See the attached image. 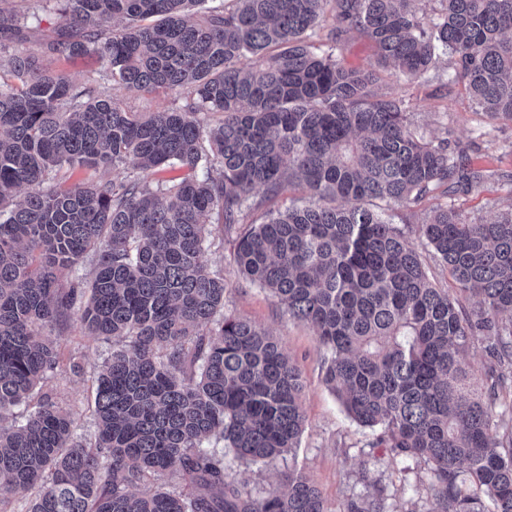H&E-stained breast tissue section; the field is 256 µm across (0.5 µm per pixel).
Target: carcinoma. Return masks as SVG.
Instances as JSON below:
<instances>
[{"label": "carcinoma", "instance_id": "carcinoma-1", "mask_svg": "<svg viewBox=\"0 0 512 512\" xmlns=\"http://www.w3.org/2000/svg\"><path fill=\"white\" fill-rule=\"evenodd\" d=\"M56 2L66 27L44 52L92 50L117 87L176 90L183 105L130 112L6 50L18 84H0V206L13 201L0 219V421L57 365L36 327L61 325L84 295L58 285V267L93 255L80 320L129 344L97 376L92 438L48 396L0 426V512L18 491L34 492L28 512H327L293 472L259 497L227 481L230 459L266 464L297 447L304 384L269 331L224 310L228 285L207 259L214 220L235 233L242 278L314 329L326 384L379 430L372 447L428 466L432 512H512V427L494 422L495 386L464 359L482 332L512 367V210L486 223L439 204L414 228L394 223L388 211L489 174L417 135L401 102L372 90L377 72L309 43L329 6L410 80L450 54L471 100L512 121V0H440L431 24L415 0ZM208 113L224 118L206 127ZM211 161L221 172L198 178ZM126 162L137 173L118 183L41 189L65 165ZM165 166L187 174L148 181ZM293 185L307 204L243 223L256 189L270 199ZM21 186L37 190L16 201ZM420 246L464 296L436 286ZM166 473L192 491L147 487ZM338 512L390 510L380 489Z\"/></svg>", "mask_w": 512, "mask_h": 512}]
</instances>
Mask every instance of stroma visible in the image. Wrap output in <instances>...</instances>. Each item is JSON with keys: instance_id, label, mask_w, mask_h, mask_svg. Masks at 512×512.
Segmentation results:
<instances>
[{"instance_id": "1", "label": "stroma", "mask_w": 512, "mask_h": 512, "mask_svg": "<svg viewBox=\"0 0 512 512\" xmlns=\"http://www.w3.org/2000/svg\"><path fill=\"white\" fill-rule=\"evenodd\" d=\"M15 3L26 16L25 45L44 69L67 76L74 85L93 84L106 94H118L125 108L134 112H159L181 105V97L170 90H115L111 74L96 55H45V40L61 24L57 4L53 0L44 7L33 0ZM314 40L321 49H333L349 66L369 71L378 68L367 38L334 20L323 22ZM382 76L380 93L403 102L418 134L449 138L452 147L467 152L475 167L489 171V179L479 189L449 195V206L471 219H496L512 204V123L490 119L476 107L463 87L454 83L450 56H442L437 67L416 81L390 69L382 71ZM208 245L209 263L223 272L228 285L226 309L268 329L299 367L304 381L305 422L298 447L267 466L232 464L229 481L259 495L269 489L277 474L294 469L317 487L327 512H338L345 500L366 496L377 487L384 489L392 512H432L434 497L426 466L393 457L389 449L373 447L374 432L347 416L324 382L322 355L312 328L290 319L266 291L243 281L220 232H213ZM48 338L57 350L58 364L37 386L34 399L15 408V419L24 421L34 410L36 397L46 394L72 415L77 435L92 436L96 429L95 376L111 359L117 343L88 335L75 314L61 329L49 332Z\"/></svg>"}]
</instances>
